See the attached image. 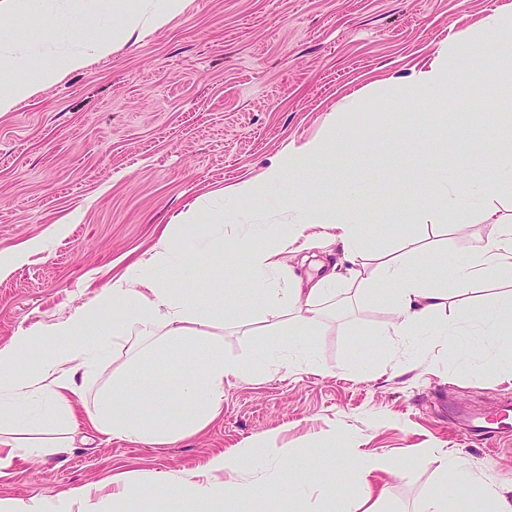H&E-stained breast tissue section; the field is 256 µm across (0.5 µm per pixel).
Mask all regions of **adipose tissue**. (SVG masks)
<instances>
[{
  "label": "adipose tissue",
  "instance_id": "adipose-tissue-1",
  "mask_svg": "<svg viewBox=\"0 0 512 512\" xmlns=\"http://www.w3.org/2000/svg\"><path fill=\"white\" fill-rule=\"evenodd\" d=\"M184 8L185 0H140L117 31L90 38L69 35L56 67L41 66L39 56L0 44V112L12 111L36 92L37 85L17 80L18 72L34 68L41 84L55 83L111 55L117 43L134 34L163 29ZM478 49L500 58L501 85L512 97L510 12L493 13L479 33L466 31L442 44L429 69L415 72L398 86L377 89L375 96L385 103L438 100L457 78L455 61ZM350 136V131L334 125L327 138L288 147L264 172L261 183L238 184L232 197H253L265 188L286 185L287 172ZM470 171L468 181L441 182L429 209L433 216L466 211L480 217L485 226L480 245L450 264L449 287L427 285L397 257L378 265V278L388 288L392 335L404 338L429 326L436 335L456 338L461 326L448 313L450 301L456 299L466 304L469 324L506 338L512 347V218L485 206L494 190L512 189L511 112L497 113L492 135ZM287 187L275 203L293 215V222L251 225L247 250L225 251L220 224L212 225L208 237L184 252L173 249L170 233H163L148 258L129 264L87 303L52 323L20 330L10 344L0 347V470L18 460L70 447L80 427L75 406L91 396L96 397L97 408L89 420L99 434L151 446L193 436L222 415L225 382L245 378L248 368L225 357L212 330L235 321L238 312L225 304L223 289L203 288L188 280L173 287L165 277L167 270H189L200 264L246 270L253 282L264 286L262 300L251 309L253 317L274 329L287 327L293 336L307 335L326 319L336 302L335 274L297 279L284 255L292 246L308 250L326 241L341 244L345 257L356 260L362 254L359 220L352 209L338 210L311 199L300 185ZM116 311L121 314L117 320L112 317ZM108 349L123 363L113 372L111 384L104 385L100 377ZM174 355L185 369L169 377L164 391L130 392L128 377L147 373ZM20 429L25 432L21 438L16 435ZM250 454L247 448L219 454L204 468L179 477L144 482L122 475L109 485L87 484L69 494L0 501V512H83L99 497L112 512H136L139 502L157 497L260 504L264 512H279L274 486L242 479ZM389 467L385 459L364 453L343 456L336 468V484H356L358 495L344 502L342 512H376L383 496L378 479Z\"/></svg>",
  "mask_w": 512,
  "mask_h": 512
}]
</instances>
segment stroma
<instances>
[{
	"instance_id": "35a3bbf8",
	"label": "stroma",
	"mask_w": 512,
	"mask_h": 512,
	"mask_svg": "<svg viewBox=\"0 0 512 512\" xmlns=\"http://www.w3.org/2000/svg\"><path fill=\"white\" fill-rule=\"evenodd\" d=\"M512 0H187L165 28L116 48L107 59L42 87L0 114V261H24L0 279V346L22 328L66 315L91 299L157 243L180 213L197 208L225 225L278 224L276 189L232 200L227 191L261 180L288 145L325 137L339 121L355 133L307 165L318 200L355 206L365 226L363 256L319 250L335 268L336 317L305 338L304 363L259 369L261 352L287 347L241 307L240 324L220 331L224 355L250 367L224 388L223 416L166 446L106 439L85 426L63 454L18 462L0 476V499L70 491L115 474L148 481L185 474L248 440L278 432L276 449L255 448L247 477L274 482L282 512H336L338 455L356 448L394 461L382 475V512H419L430 494L458 488L461 512H483L486 484H512V445L496 450L472 435L471 420L512 401V374L481 367L494 350L474 329L450 344L388 333L379 288L384 254L419 262L409 241L453 236L456 252L478 246L484 227L446 214L427 230L433 176L462 179L481 149L483 114L512 108L501 87L484 94L472 71L498 76L493 54L470 53L459 79L434 104L446 113L430 149L422 103L377 111L354 106L367 87H394L428 66L442 43L478 29ZM59 0L0 14V39L53 63L60 34L48 22ZM76 32L119 23L101 0H72ZM175 224V223H174ZM366 280L358 293L353 275ZM460 454L472 480L457 486L428 451ZM287 474H280V467Z\"/></svg>"
}]
</instances>
